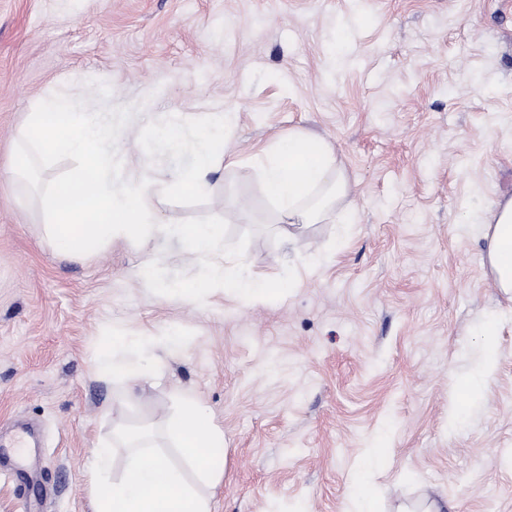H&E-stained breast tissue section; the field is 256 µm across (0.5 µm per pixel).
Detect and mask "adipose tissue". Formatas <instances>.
<instances>
[{
    "label": "adipose tissue",
    "instance_id": "obj_1",
    "mask_svg": "<svg viewBox=\"0 0 512 512\" xmlns=\"http://www.w3.org/2000/svg\"><path fill=\"white\" fill-rule=\"evenodd\" d=\"M263 192L276 207V222L291 234L310 224L336 216L350 184L334 148L325 140L291 134L279 140L275 151L254 161ZM487 260L493 282L512 293V199L493 204L486 226ZM190 336L177 328L158 336L133 334L122 327L101 339L92 361L94 374L125 385L126 401L137 397L140 382L162 374L167 357L187 351Z\"/></svg>",
    "mask_w": 512,
    "mask_h": 512
}]
</instances>
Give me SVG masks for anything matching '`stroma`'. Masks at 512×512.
Masks as SVG:
<instances>
[{"label": "stroma", "instance_id": "1", "mask_svg": "<svg viewBox=\"0 0 512 512\" xmlns=\"http://www.w3.org/2000/svg\"><path fill=\"white\" fill-rule=\"evenodd\" d=\"M160 119L226 114L219 190L157 198L164 221L224 218L285 297L200 308L149 291V250L54 252L9 172L59 90ZM291 132L329 142L351 222L283 238L251 163ZM512 198V0H0V512H92L87 470L113 417L161 422L170 389L224 433L212 512H351L367 448L384 512H512V297L483 234ZM497 328L485 387L459 399ZM192 336L127 404L92 374L103 326ZM464 408L456 422L448 410Z\"/></svg>", "mask_w": 512, "mask_h": 512}]
</instances>
